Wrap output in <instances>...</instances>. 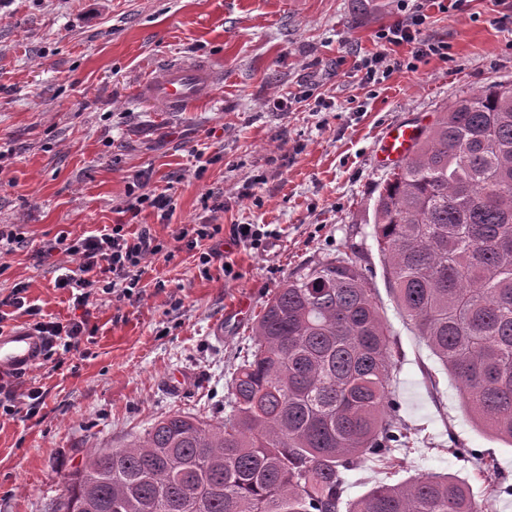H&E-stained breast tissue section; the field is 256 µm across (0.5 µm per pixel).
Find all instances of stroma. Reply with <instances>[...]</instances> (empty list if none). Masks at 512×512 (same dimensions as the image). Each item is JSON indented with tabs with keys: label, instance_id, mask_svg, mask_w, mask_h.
Returning <instances> with one entry per match:
<instances>
[{
	"label": "stroma",
	"instance_id": "1",
	"mask_svg": "<svg viewBox=\"0 0 512 512\" xmlns=\"http://www.w3.org/2000/svg\"><path fill=\"white\" fill-rule=\"evenodd\" d=\"M425 39L447 58L413 60L376 34L401 21L396 0H7L0 5V228L25 242L0 257V299L16 284L43 314H76L56 287L59 235L149 225L164 244L186 224H219L208 266L193 252L149 261L138 301L91 296L94 331L22 377L43 391L37 415L0 416V512H53L63 478L87 450L115 448L175 411L223 417L251 327L288 277L355 246L372 272L396 351L391 391L410 437L393 464L342 471V502L376 484L452 474L483 512H512V446L461 407L454 382L397 306L372 209L389 175L376 154L387 127L431 124L441 108L512 81V0L425 6ZM381 53L388 71L365 78ZM205 60L215 92L183 112L138 93L167 61ZM202 159H195L196 151ZM169 190L175 211L130 218L128 188ZM214 194L222 206L204 208ZM237 224L272 230L265 247L233 241ZM232 275H225V267ZM182 374L180 390L169 380ZM474 450L448 453L449 443ZM493 462L498 492L478 470Z\"/></svg>",
	"mask_w": 512,
	"mask_h": 512
}]
</instances>
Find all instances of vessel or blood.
<instances>
[{
	"mask_svg": "<svg viewBox=\"0 0 512 512\" xmlns=\"http://www.w3.org/2000/svg\"><path fill=\"white\" fill-rule=\"evenodd\" d=\"M214 80L203 62H168L159 79L142 84L140 91L148 99L162 104L168 111H182L191 101L210 94ZM417 136L416 126H392L381 141L384 162L395 164L407 156ZM44 340L30 327L17 326L0 332V374L28 372L42 360Z\"/></svg>",
	"mask_w": 512,
	"mask_h": 512,
	"instance_id": "b4317fda",
	"label": "vessel or blood"
}]
</instances>
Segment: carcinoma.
Segmentation results:
<instances>
[{"label":"carcinoma","instance_id":"carcinoma-1","mask_svg":"<svg viewBox=\"0 0 512 512\" xmlns=\"http://www.w3.org/2000/svg\"><path fill=\"white\" fill-rule=\"evenodd\" d=\"M395 298L468 416L512 443V82L442 107L373 205ZM370 270L348 246L291 276L252 328L221 418L175 412L64 479L54 512H339L340 470L409 437ZM347 512H480L438 473Z\"/></svg>","mask_w":512,"mask_h":512}]
</instances>
